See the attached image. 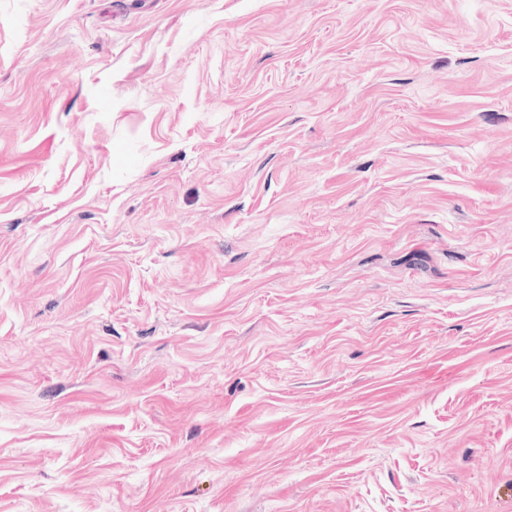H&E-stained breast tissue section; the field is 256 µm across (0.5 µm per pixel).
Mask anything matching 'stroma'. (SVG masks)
<instances>
[{"label": "stroma", "mask_w": 512, "mask_h": 512, "mask_svg": "<svg viewBox=\"0 0 512 512\" xmlns=\"http://www.w3.org/2000/svg\"><path fill=\"white\" fill-rule=\"evenodd\" d=\"M0 512H512V0H0Z\"/></svg>", "instance_id": "1"}]
</instances>
